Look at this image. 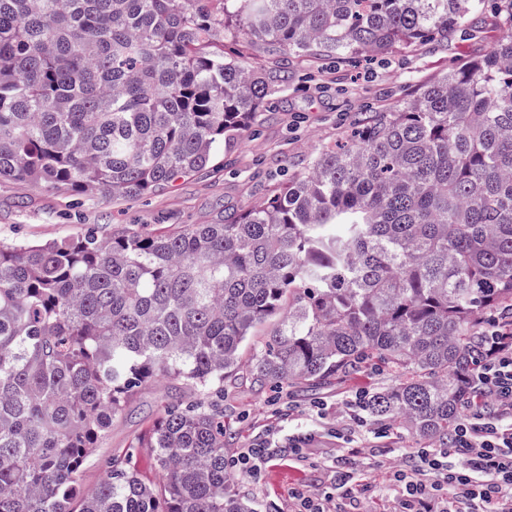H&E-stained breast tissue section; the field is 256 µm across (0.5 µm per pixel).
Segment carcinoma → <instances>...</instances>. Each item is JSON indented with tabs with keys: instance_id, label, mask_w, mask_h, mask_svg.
I'll list each match as a JSON object with an SVG mask.
<instances>
[{
	"instance_id": "obj_1",
	"label": "carcinoma",
	"mask_w": 512,
	"mask_h": 512,
	"mask_svg": "<svg viewBox=\"0 0 512 512\" xmlns=\"http://www.w3.org/2000/svg\"><path fill=\"white\" fill-rule=\"evenodd\" d=\"M494 10L488 55L374 112L219 224L0 243V512H255L229 486L224 379L372 388L366 413L446 448L512 314V0H0V180L137 197L246 132L268 78L212 46L379 54ZM288 308L273 332L254 329ZM166 402L145 447L83 485L129 398Z\"/></svg>"
}]
</instances>
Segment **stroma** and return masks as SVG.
Wrapping results in <instances>:
<instances>
[{
    "instance_id": "obj_1",
    "label": "stroma",
    "mask_w": 512,
    "mask_h": 512,
    "mask_svg": "<svg viewBox=\"0 0 512 512\" xmlns=\"http://www.w3.org/2000/svg\"><path fill=\"white\" fill-rule=\"evenodd\" d=\"M498 35L493 19L479 18L450 39L399 45L385 55L351 62L333 56L285 58L261 44L225 41V52L241 57L251 69L269 77L288 76L287 84H275L247 133L202 171L146 196L78 195L66 187L2 181L0 242L43 243L90 229L102 235L121 229L150 233L220 223L226 214L246 211L278 191L290 175L305 170L316 152L345 143L368 113L408 100L451 64L483 58ZM353 390L350 383L320 389L258 386L243 371L226 381L225 455L250 448L267 451L260 481L238 472L233 490L252 500L257 512H294L289 487L301 484L320 497L333 491L334 480L329 468L289 458L292 439H304L307 452L331 460L350 434L356 449L351 462L360 469L374 467L377 477L376 489L363 497L360 512H395L400 489L386 471L401 460L385 442L373 438L374 423L351 433L348 403ZM174 394L167 383L153 381L133 396L86 462V488L102 480L108 458L125 453L143 478L157 480L150 449L137 442Z\"/></svg>"
}]
</instances>
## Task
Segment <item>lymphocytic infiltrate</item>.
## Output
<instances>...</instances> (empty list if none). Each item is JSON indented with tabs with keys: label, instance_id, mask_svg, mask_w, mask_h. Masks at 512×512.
<instances>
[{
	"label": "lymphocytic infiltrate",
	"instance_id": "1",
	"mask_svg": "<svg viewBox=\"0 0 512 512\" xmlns=\"http://www.w3.org/2000/svg\"><path fill=\"white\" fill-rule=\"evenodd\" d=\"M488 337L479 387L447 447L401 448L405 465L390 476L401 490L397 512H512V322H490ZM334 483L336 512H358L375 487L346 458L336 462Z\"/></svg>",
	"mask_w": 512,
	"mask_h": 512
}]
</instances>
